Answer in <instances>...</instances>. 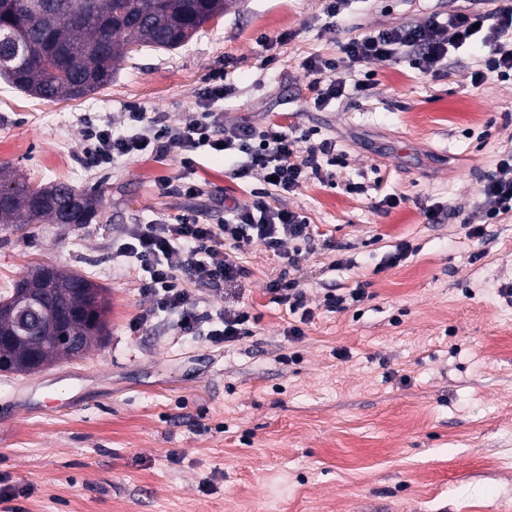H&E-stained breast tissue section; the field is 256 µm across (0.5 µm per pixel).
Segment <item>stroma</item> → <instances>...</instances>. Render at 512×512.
I'll list each match as a JSON object with an SVG mask.
<instances>
[{
  "label": "stroma",
  "instance_id": "stroma-1",
  "mask_svg": "<svg viewBox=\"0 0 512 512\" xmlns=\"http://www.w3.org/2000/svg\"><path fill=\"white\" fill-rule=\"evenodd\" d=\"M452 8L353 0L333 23L325 0H238L180 48L132 49L84 98L44 102L0 80V165L99 198L89 224H0V293L45 261L110 301L104 345L36 373L0 372V482L16 494L0 512H512V300L501 294L512 215L486 224L481 211L484 178L512 148V82L472 87L478 54L463 47L440 78L405 56L353 68L344 96L318 108L302 70L366 30ZM218 71L235 88L214 106L225 121L313 130L339 155L335 184L271 199L320 232L296 266L256 245L241 257L248 276L192 287L256 316L227 349L150 316L140 276L112 263V237L192 209L223 223L225 204L250 201L261 182L229 175L204 148L191 171L175 151L105 168L81 152L91 122L120 128L143 112L181 125ZM368 75L375 87L356 91ZM186 179L199 197L160 188ZM389 194L400 207L381 206ZM436 202L449 210L426 223L421 209ZM402 241L413 254L383 268ZM339 255L348 267H333ZM280 276L300 282L315 313L303 335H287L295 317L268 290ZM328 286L369 297L329 312Z\"/></svg>",
  "mask_w": 512,
  "mask_h": 512
}]
</instances>
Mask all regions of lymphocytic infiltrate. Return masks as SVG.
Returning <instances> with one entry per match:
<instances>
[{
    "label": "lymphocytic infiltrate",
    "mask_w": 512,
    "mask_h": 512,
    "mask_svg": "<svg viewBox=\"0 0 512 512\" xmlns=\"http://www.w3.org/2000/svg\"><path fill=\"white\" fill-rule=\"evenodd\" d=\"M477 36L488 53L472 74L473 85H482L492 76L511 78L512 4L482 13L457 10L445 19L432 14L418 25L367 31L341 45V60L314 55L303 61L302 68L314 104L321 107L345 92L339 63L392 62L406 54L422 73L436 77L447 71L450 51ZM232 92L233 86L225 82L223 74H213L199 97L197 112L175 128L141 112L129 113L121 131L108 125H89L83 155L91 166L102 167L147 151L161 157L177 149L189 168L194 164L192 151L218 147L230 162L233 176L254 177L281 197L314 181L334 183L335 140L312 141L293 127L275 123L261 128L247 122L225 124L213 107ZM267 193L258 192L249 202L225 207L220 224H203L197 214L187 213L173 224L153 220L124 225L112 238V261L142 273L143 291L152 300L153 315L170 318L183 335L202 336L216 346L232 345L251 333L247 308L211 306L192 297L189 284L217 288L238 281L247 274L238 257L255 244L295 266L297 245L309 244L319 235L317 225L300 212L271 206ZM483 195L485 223H499L503 215L512 212V150L504 152L486 176ZM268 290L299 317L297 324L288 327V335H302V327L313 313L305 305L299 282L275 279Z\"/></svg>",
    "instance_id": "obj_1"
}]
</instances>
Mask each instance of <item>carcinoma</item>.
<instances>
[{
	"instance_id": "carcinoma-1",
	"label": "carcinoma",
	"mask_w": 512,
	"mask_h": 512,
	"mask_svg": "<svg viewBox=\"0 0 512 512\" xmlns=\"http://www.w3.org/2000/svg\"><path fill=\"white\" fill-rule=\"evenodd\" d=\"M235 0H0V30L17 34L24 44L18 53H5L0 78L13 88L44 101L76 100L112 81L125 58L127 44L177 49L188 43L209 21L224 15ZM0 189L8 202L0 204V224L24 227L50 224H89L96 217L98 199L62 182L32 187L0 167ZM28 288L49 302L79 301L83 309L51 322L66 336L80 340L81 351L102 345L109 305L89 308L86 294L105 289L76 272L56 267L49 283L24 273L0 300L10 307L15 294ZM13 324L0 315V362L16 371L39 358L51 365L72 352L51 338L32 334L11 336Z\"/></svg>"
}]
</instances>
